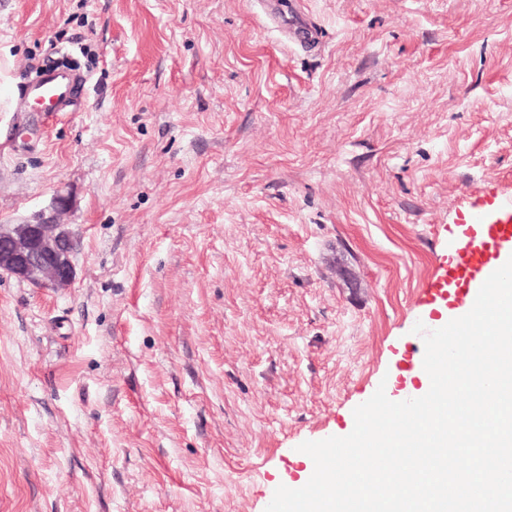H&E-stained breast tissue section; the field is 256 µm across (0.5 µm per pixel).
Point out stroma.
Returning <instances> with one entry per match:
<instances>
[{
  "label": "stroma",
  "mask_w": 512,
  "mask_h": 512,
  "mask_svg": "<svg viewBox=\"0 0 512 512\" xmlns=\"http://www.w3.org/2000/svg\"><path fill=\"white\" fill-rule=\"evenodd\" d=\"M0 0V224L70 200L75 278L0 270V512H265L395 396L426 289L512 193V0ZM283 31L290 42L301 47L318 45L322 38V32L313 23L303 25L295 22L283 28ZM83 79L69 71L47 69L35 84L24 87L21 99L41 108L33 112H68L80 93Z\"/></svg>",
  "instance_id": "stroma-1"
}]
</instances>
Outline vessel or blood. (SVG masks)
Here are the masks:
<instances>
[{"mask_svg":"<svg viewBox=\"0 0 512 512\" xmlns=\"http://www.w3.org/2000/svg\"><path fill=\"white\" fill-rule=\"evenodd\" d=\"M284 33L290 42L302 47L317 45L322 38L320 29L312 23H292ZM82 84V78L69 71L48 69L38 82L22 89L21 98L45 112H64L77 98ZM504 250H512L511 194L504 195L494 209L475 213L457 257L442 276L444 287L463 300L465 307H472L474 293L496 270V259Z\"/></svg>","mask_w":512,"mask_h":512,"instance_id":"obj_1","label":"vessel or blood"}]
</instances>
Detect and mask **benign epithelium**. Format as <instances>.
Here are the masks:
<instances>
[{
    "label": "benign epithelium",
    "mask_w": 512,
    "mask_h": 512,
    "mask_svg": "<svg viewBox=\"0 0 512 512\" xmlns=\"http://www.w3.org/2000/svg\"><path fill=\"white\" fill-rule=\"evenodd\" d=\"M67 199L57 198L54 214L21 224H0V269L37 288H64L75 277L74 234L61 222Z\"/></svg>",
    "instance_id": "obj_1"
}]
</instances>
